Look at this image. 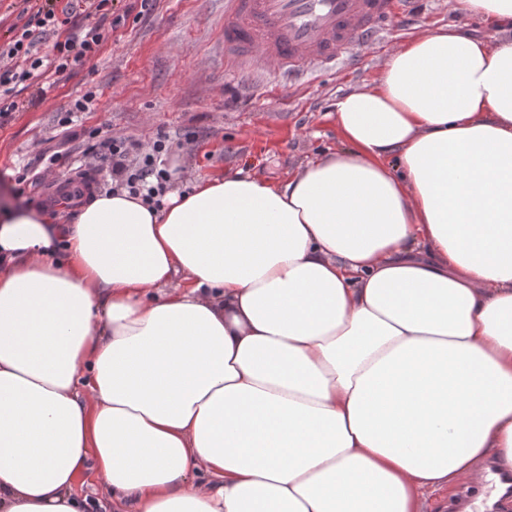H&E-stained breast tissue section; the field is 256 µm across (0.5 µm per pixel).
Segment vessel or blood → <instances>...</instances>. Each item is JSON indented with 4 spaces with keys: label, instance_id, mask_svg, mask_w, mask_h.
<instances>
[{
    "label": "vessel or blood",
    "instance_id": "b4317fda",
    "mask_svg": "<svg viewBox=\"0 0 512 512\" xmlns=\"http://www.w3.org/2000/svg\"><path fill=\"white\" fill-rule=\"evenodd\" d=\"M406 0H224V61L228 72L259 63L298 72L339 60L351 45L372 40ZM448 512H489L483 492L465 489Z\"/></svg>",
    "mask_w": 512,
    "mask_h": 512
}]
</instances>
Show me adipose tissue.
Returning a JSON list of instances; mask_svg holds the SVG:
<instances>
[{
  "instance_id": "ef3b65f1",
  "label": "adipose tissue",
  "mask_w": 512,
  "mask_h": 512,
  "mask_svg": "<svg viewBox=\"0 0 512 512\" xmlns=\"http://www.w3.org/2000/svg\"><path fill=\"white\" fill-rule=\"evenodd\" d=\"M409 38L339 150L0 206V512H421L512 470V0ZM78 493L86 497L88 501L93 505H98V501L101 505V508L98 507V512H113L109 507V495L102 484L100 478L93 471L92 467H88L84 472L83 476L80 479L78 486ZM105 505V506H102Z\"/></svg>"
}]
</instances>
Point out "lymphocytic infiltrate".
Segmentation results:
<instances>
[{
	"label": "lymphocytic infiltrate",
	"instance_id": "obj_1",
	"mask_svg": "<svg viewBox=\"0 0 512 512\" xmlns=\"http://www.w3.org/2000/svg\"><path fill=\"white\" fill-rule=\"evenodd\" d=\"M16 21L13 36L0 44V118L18 110V87H30L47 75H61L76 63L97 56L110 32L126 23V16H113L112 0H14ZM53 37L49 55L41 45ZM90 152H105L112 159V175L131 194L150 204H160L164 186L171 177L163 167L172 150L165 133H157L150 148L133 139L110 137L91 144Z\"/></svg>",
	"mask_w": 512,
	"mask_h": 512
}]
</instances>
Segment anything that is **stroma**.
Segmentation results:
<instances>
[{"mask_svg": "<svg viewBox=\"0 0 512 512\" xmlns=\"http://www.w3.org/2000/svg\"><path fill=\"white\" fill-rule=\"evenodd\" d=\"M456 20L448 0H412L404 20L386 24L375 40L354 43L336 66L285 84L270 74L248 90L224 71V0H155L148 16L113 29L99 55L56 76L45 94L33 87L18 92V112L0 125V200L65 219L73 206L53 196L71 174L92 172L94 193L111 190V163L88 154L85 141L68 140L58 124L92 87L97 98L90 111L75 115L73 129L145 145L166 131L174 140L167 189L243 162L269 182L283 181L339 146L338 96L370 85L392 48ZM50 155L54 164H45Z\"/></svg>", "mask_w": 512, "mask_h": 512, "instance_id": "obj_1", "label": "stroma"}]
</instances>
